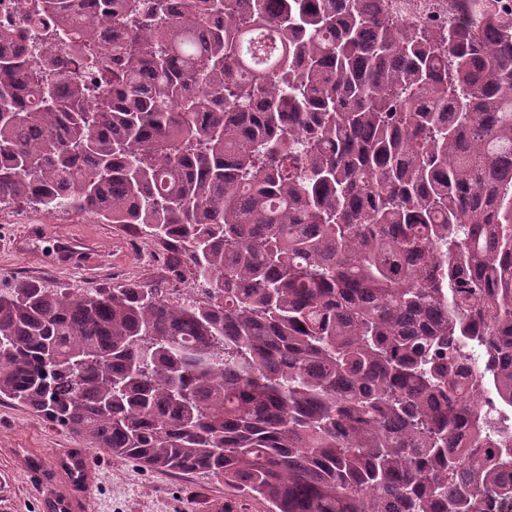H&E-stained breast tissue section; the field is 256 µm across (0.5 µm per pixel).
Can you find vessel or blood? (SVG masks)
<instances>
[{"instance_id": "1", "label": "vessel or blood", "mask_w": 512, "mask_h": 512, "mask_svg": "<svg viewBox=\"0 0 512 512\" xmlns=\"http://www.w3.org/2000/svg\"><path fill=\"white\" fill-rule=\"evenodd\" d=\"M37 476L49 487L42 500L43 512H90L88 493L95 482V474L83 451L77 448L58 450Z\"/></svg>"}]
</instances>
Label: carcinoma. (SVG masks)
Wrapping results in <instances>:
<instances>
[{"label": "carcinoma", "mask_w": 512, "mask_h": 512, "mask_svg": "<svg viewBox=\"0 0 512 512\" xmlns=\"http://www.w3.org/2000/svg\"><path fill=\"white\" fill-rule=\"evenodd\" d=\"M454 2L19 0L0 206L133 226L195 294L0 293V398L269 512L511 495L512 10ZM452 0H404L392 1L397 11L406 13L415 21L445 25L450 17Z\"/></svg>", "instance_id": "cac0c4a2"}]
</instances>
